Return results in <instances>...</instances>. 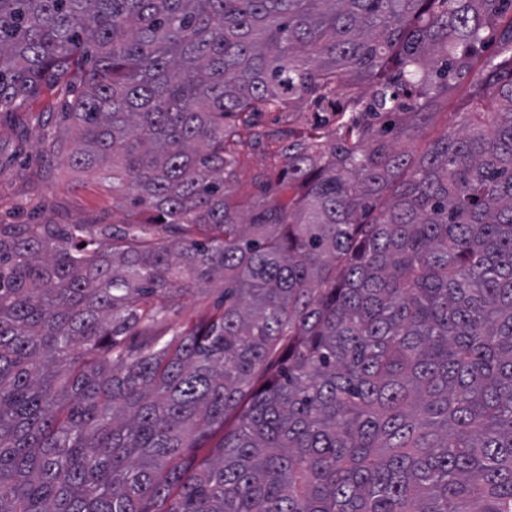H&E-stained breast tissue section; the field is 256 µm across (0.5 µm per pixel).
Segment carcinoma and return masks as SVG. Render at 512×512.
Segmentation results:
<instances>
[{"mask_svg": "<svg viewBox=\"0 0 512 512\" xmlns=\"http://www.w3.org/2000/svg\"><path fill=\"white\" fill-rule=\"evenodd\" d=\"M87 52L43 149L140 210L0 224V512H512V0H0V112ZM469 90L466 83L457 86L452 92L448 94V106L443 103L442 108L436 114L430 126L419 135L415 144L421 147L424 142L435 136L443 134L445 131L457 132L461 128V122L464 117L463 107L468 100ZM320 113L312 112V107L305 102H297L293 105L291 112H264L260 121L267 131L286 132L288 128L302 129L323 116L322 113L327 112ZM270 144L266 141L263 145L255 147L246 157L239 168V179L249 181L254 173L271 165ZM217 285L211 291L199 297H177L174 302L173 312L170 313L168 324L159 328V332L167 333L169 329L179 326L188 320L195 319L198 315L209 312L218 297Z\"/></svg>", "mask_w": 512, "mask_h": 512, "instance_id": "cac0c4a2", "label": "carcinoma"}]
</instances>
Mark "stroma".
Returning <instances> with one entry per match:
<instances>
[{"instance_id":"35a3bbf8","label":"stroma","mask_w":512,"mask_h":512,"mask_svg":"<svg viewBox=\"0 0 512 512\" xmlns=\"http://www.w3.org/2000/svg\"><path fill=\"white\" fill-rule=\"evenodd\" d=\"M68 92L44 89L0 119V224H124L131 209L126 191L103 175L62 165L42 153L47 135L68 128L62 115ZM467 85L448 95L416 145L461 127Z\"/></svg>"}]
</instances>
